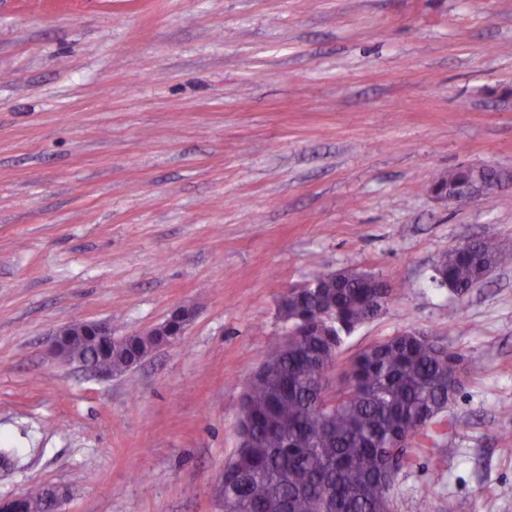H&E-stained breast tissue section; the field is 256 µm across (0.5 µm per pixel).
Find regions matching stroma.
<instances>
[{"label":"stroma","instance_id":"1","mask_svg":"<svg viewBox=\"0 0 512 512\" xmlns=\"http://www.w3.org/2000/svg\"><path fill=\"white\" fill-rule=\"evenodd\" d=\"M483 165L512 169V0H0V500L223 512L283 292L361 270L393 294L342 358L417 328L483 367L394 512H512V189L430 191ZM489 228L479 285L433 282ZM179 306L185 336L123 373L51 355L68 324ZM437 177L434 180V183L431 187V192L434 194V196L441 201L447 202L452 201V199L449 198L448 194V188L451 186V191L455 192L457 194V202H463L467 201L469 199L465 198L464 192L466 189V185L468 182V174L467 172H460L453 176L452 180L448 182V177ZM439 179V180H438ZM438 180V181H437ZM437 181V182H436Z\"/></svg>","mask_w":512,"mask_h":512}]
</instances>
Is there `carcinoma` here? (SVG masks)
I'll return each instance as SVG.
<instances>
[{
	"instance_id": "cac0c4a2",
	"label": "carcinoma",
	"mask_w": 512,
	"mask_h": 512,
	"mask_svg": "<svg viewBox=\"0 0 512 512\" xmlns=\"http://www.w3.org/2000/svg\"><path fill=\"white\" fill-rule=\"evenodd\" d=\"M502 258L495 234L444 253L438 262L448 290L467 292ZM318 288L284 300L288 343L271 345L263 370L249 382L253 443L238 448L224 474L226 502L240 512H389L382 487L389 464L414 463L413 450L390 446L407 439L435 447L450 421L442 393L459 357L433 337L393 336L338 364L344 336L371 320L392 289L372 288L348 271L337 283L331 272L314 276ZM160 336H132L106 355L100 336H75L62 358L118 374L153 350ZM339 378L329 392L326 373ZM21 512H50L45 488L23 498Z\"/></svg>"
}]
</instances>
